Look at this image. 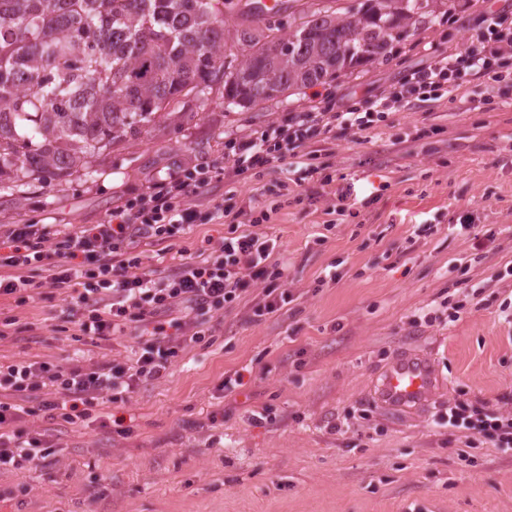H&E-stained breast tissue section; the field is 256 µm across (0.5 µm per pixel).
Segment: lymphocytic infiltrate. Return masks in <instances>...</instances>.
<instances>
[{
  "instance_id": "lymphocytic-infiltrate-1",
  "label": "lymphocytic infiltrate",
  "mask_w": 512,
  "mask_h": 512,
  "mask_svg": "<svg viewBox=\"0 0 512 512\" xmlns=\"http://www.w3.org/2000/svg\"><path fill=\"white\" fill-rule=\"evenodd\" d=\"M474 46L430 55L410 69L400 89L376 96L366 106L311 107L292 112L262 131L228 138L222 167L180 166L148 192L125 195L99 224H0V297L24 304L38 290L59 291L75 341L99 344L134 331L136 349L126 361L67 364L23 359L0 363V471L47 468L58 460L53 435L30 432L21 420L23 402L42 392L39 410L50 420L73 424L91 417L101 401L124 400L141 384L162 382L186 348L205 343L210 313L240 301L252 282L284 279L267 262L276 244L261 230L267 209L231 208L193 197L212 184L235 181L289 159L307 157L311 144L334 138L336 129L363 135L385 123L396 104L415 98L435 103L466 75L480 82H511L500 60L512 54V16L489 14ZM200 224H223L224 236L192 255L174 240ZM155 247L150 266L146 247ZM442 423L476 431L498 447H512V416H468L449 408Z\"/></svg>"
}]
</instances>
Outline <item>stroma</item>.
Returning <instances> with one entry per match:
<instances>
[{
  "mask_svg": "<svg viewBox=\"0 0 512 512\" xmlns=\"http://www.w3.org/2000/svg\"><path fill=\"white\" fill-rule=\"evenodd\" d=\"M502 9L512 0H453L384 58L252 109L187 100L93 159L92 175L0 187V224L102 222L120 195L168 169L223 165L230 135L317 99L393 90L423 48L466 47L483 13ZM235 188L234 205L252 196L275 210L263 230L290 303L254 318L273 285L256 283L165 381L100 406L129 435L29 418L32 430H59V460L0 471V512H512V450L434 423L456 404L512 415V84L463 79L434 106L392 112L365 141L337 131L317 159L245 174ZM344 188L356 203L340 211ZM0 315L32 326L0 341L2 363L109 361L135 345L131 335L95 346L56 332L57 298H2ZM404 351L430 358L441 387L428 408L392 415L371 392ZM237 374L242 385L224 390Z\"/></svg>",
  "mask_w": 512,
  "mask_h": 512,
  "instance_id": "stroma-1",
  "label": "stroma"
}]
</instances>
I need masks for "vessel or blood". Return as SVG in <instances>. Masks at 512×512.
Masks as SVG:
<instances>
[{
	"instance_id": "vessel-or-blood-1",
	"label": "vessel or blood",
	"mask_w": 512,
	"mask_h": 512,
	"mask_svg": "<svg viewBox=\"0 0 512 512\" xmlns=\"http://www.w3.org/2000/svg\"><path fill=\"white\" fill-rule=\"evenodd\" d=\"M438 384L439 375L428 358L400 353L386 366L373 397L386 409L413 411L435 396Z\"/></svg>"
}]
</instances>
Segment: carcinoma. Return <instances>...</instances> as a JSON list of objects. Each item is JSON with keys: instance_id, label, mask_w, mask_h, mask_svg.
Listing matches in <instances>:
<instances>
[{"instance_id": "carcinoma-1", "label": "carcinoma", "mask_w": 512, "mask_h": 512, "mask_svg": "<svg viewBox=\"0 0 512 512\" xmlns=\"http://www.w3.org/2000/svg\"><path fill=\"white\" fill-rule=\"evenodd\" d=\"M307 0L289 33L262 8L226 26L233 0H0V183L63 181L180 97L254 108L386 55L446 0ZM283 43L274 54L271 43Z\"/></svg>"}]
</instances>
